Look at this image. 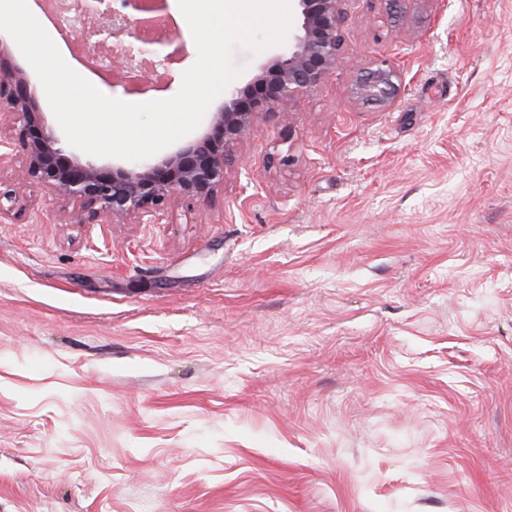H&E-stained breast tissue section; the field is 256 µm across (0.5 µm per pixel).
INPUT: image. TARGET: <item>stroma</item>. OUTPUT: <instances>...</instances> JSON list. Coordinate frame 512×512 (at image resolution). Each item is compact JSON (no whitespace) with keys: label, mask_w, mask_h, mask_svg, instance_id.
I'll return each instance as SVG.
<instances>
[{"label":"stroma","mask_w":512,"mask_h":512,"mask_svg":"<svg viewBox=\"0 0 512 512\" xmlns=\"http://www.w3.org/2000/svg\"><path fill=\"white\" fill-rule=\"evenodd\" d=\"M163 12L131 102L197 60ZM342 52L162 224L0 165V512H512V0H348ZM401 87L400 70L382 58L358 71L353 79L352 94L362 103L384 108L395 101Z\"/></svg>","instance_id":"stroma-1"}]
</instances>
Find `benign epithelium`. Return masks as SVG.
<instances>
[{"label": "benign epithelium", "instance_id": "1", "mask_svg": "<svg viewBox=\"0 0 512 512\" xmlns=\"http://www.w3.org/2000/svg\"><path fill=\"white\" fill-rule=\"evenodd\" d=\"M295 30L283 49L266 60L244 85H230L224 104L213 113L207 129L174 153L119 165H103L92 156L79 157L63 142L38 107L37 88L5 56L0 36V120L8 119L10 134L0 137V164L21 150L22 179L42 185L48 196L75 204L83 224H160L177 202L188 207L208 205L224 189L227 169L237 150L261 118H291L296 98L319 88L341 63L342 22L347 0H294ZM59 8L91 21L79 34L78 48L88 57L130 65L139 56L165 67L169 35L153 36L158 27L154 0H61ZM402 75L382 58L361 69L352 83L356 100L390 106L400 93Z\"/></svg>", "mask_w": 512, "mask_h": 512}]
</instances>
